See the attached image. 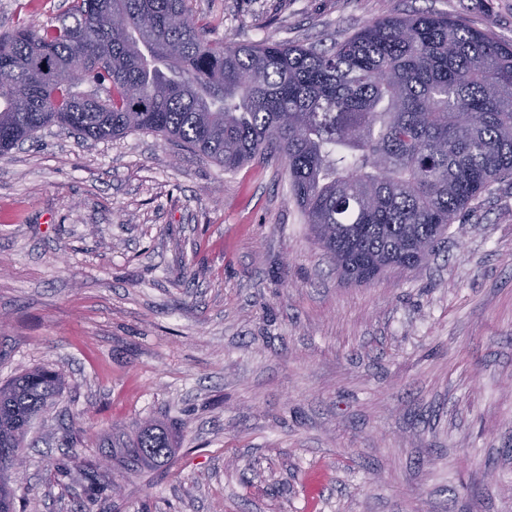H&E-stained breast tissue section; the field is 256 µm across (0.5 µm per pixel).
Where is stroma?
<instances>
[{
	"label": "stroma",
	"mask_w": 512,
	"mask_h": 512,
	"mask_svg": "<svg viewBox=\"0 0 512 512\" xmlns=\"http://www.w3.org/2000/svg\"><path fill=\"white\" fill-rule=\"evenodd\" d=\"M189 6L233 44L426 12L512 44V0ZM70 8L0 0V33ZM37 366L66 388L28 433L17 512H512V183L426 261L356 283L277 161L42 129L0 158V383ZM149 418L172 458L122 466Z\"/></svg>",
	"instance_id": "1"
}]
</instances>
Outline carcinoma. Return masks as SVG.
<instances>
[{
    "label": "carcinoma",
    "mask_w": 512,
    "mask_h": 512,
    "mask_svg": "<svg viewBox=\"0 0 512 512\" xmlns=\"http://www.w3.org/2000/svg\"><path fill=\"white\" fill-rule=\"evenodd\" d=\"M188 2L72 0L70 24L1 33L0 156L50 126L85 140L157 133L226 172L278 156L304 223L363 283L418 265L512 179V45L441 14L374 21L327 49L226 44L204 38ZM64 388L46 368L0 384V512H15L2 472ZM172 452L147 421L126 458Z\"/></svg>",
    "instance_id": "obj_1"
}]
</instances>
